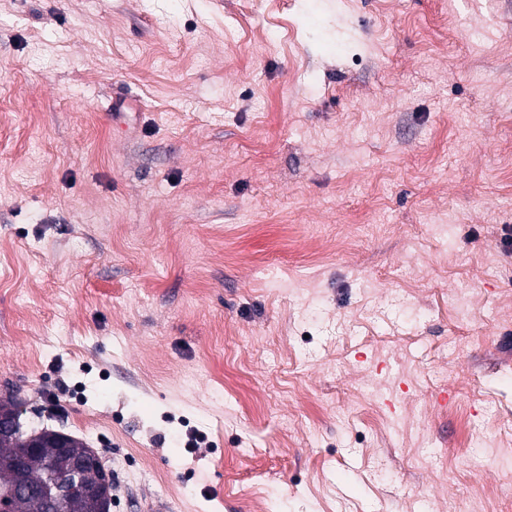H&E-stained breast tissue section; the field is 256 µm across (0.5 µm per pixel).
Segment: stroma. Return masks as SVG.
<instances>
[{"instance_id":"stroma-1","label":"stroma","mask_w":512,"mask_h":512,"mask_svg":"<svg viewBox=\"0 0 512 512\" xmlns=\"http://www.w3.org/2000/svg\"><path fill=\"white\" fill-rule=\"evenodd\" d=\"M506 224L512 0H0V397L112 512H512Z\"/></svg>"}]
</instances>
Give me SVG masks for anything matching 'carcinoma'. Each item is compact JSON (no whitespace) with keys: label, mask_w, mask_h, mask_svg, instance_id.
Here are the masks:
<instances>
[{"label":"carcinoma","mask_w":512,"mask_h":512,"mask_svg":"<svg viewBox=\"0 0 512 512\" xmlns=\"http://www.w3.org/2000/svg\"><path fill=\"white\" fill-rule=\"evenodd\" d=\"M15 421L16 431L0 437V499L12 504L13 512H46L47 505L36 495L49 465L62 469L64 459L50 447L49 428L22 431L21 410L15 397H0V413Z\"/></svg>","instance_id":"obj_1"}]
</instances>
